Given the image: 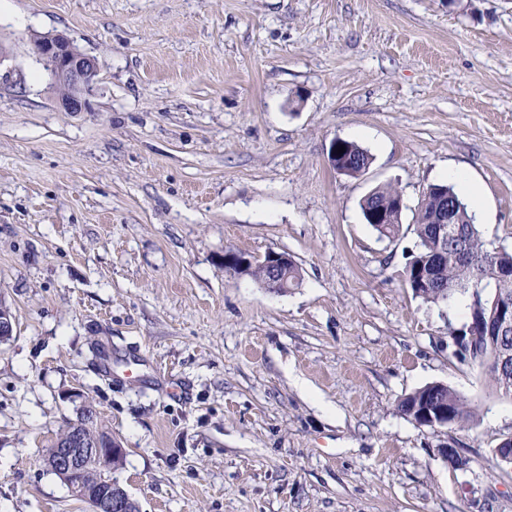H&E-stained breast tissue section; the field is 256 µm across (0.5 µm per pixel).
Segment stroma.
<instances>
[{"mask_svg":"<svg viewBox=\"0 0 512 512\" xmlns=\"http://www.w3.org/2000/svg\"><path fill=\"white\" fill-rule=\"evenodd\" d=\"M59 32L99 62L82 112L29 50ZM0 45V512H90L44 465L88 405L142 512H512V398L453 357L465 305L403 278L451 169L512 249V0H0ZM336 139L369 169L337 174ZM388 183L392 241L360 210ZM434 382L472 429L399 413ZM339 145L340 140H334L331 143L328 161L329 163H332L335 166L337 165L339 168H341V162L344 158L347 159L346 163L343 165L347 171L341 174L349 177H357L362 174L358 172H360L362 168L369 166L372 162V156L368 153L367 150L363 149L356 143L347 140H343L342 142V146L345 147V152L340 153V156L336 158L337 148ZM264 260V263L268 266L271 272L277 276L278 273L285 267H288V263H295L286 252H278L274 250H270L266 252V254L261 258ZM230 268H224V271L233 275H247L254 282L260 285L262 288H266L268 285V281L270 279L269 270L263 264L260 259H255V262L249 266V268L245 271L238 272L235 267L228 266ZM233 269L234 271H231ZM301 281V271L298 265H290L288 267V281L286 278L282 280H278L277 285H273L270 289L273 291L282 292L284 290H288V288L297 287ZM280 286V287H279ZM281 288V289H279Z\"/></svg>","mask_w":512,"mask_h":512,"instance_id":"stroma-1","label":"stroma"}]
</instances>
